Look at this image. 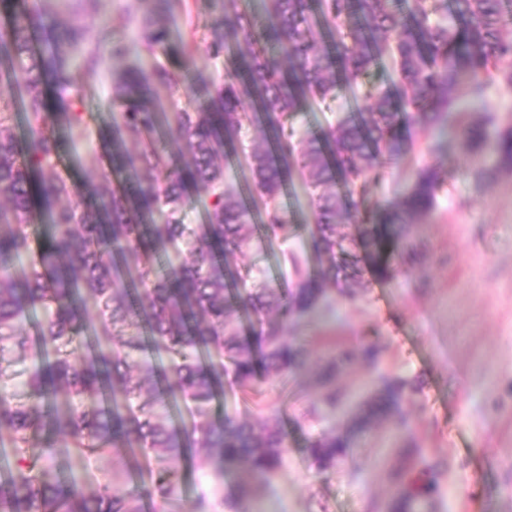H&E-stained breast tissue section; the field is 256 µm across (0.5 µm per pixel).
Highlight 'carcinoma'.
<instances>
[{
  "instance_id": "1",
  "label": "carcinoma",
  "mask_w": 512,
  "mask_h": 512,
  "mask_svg": "<svg viewBox=\"0 0 512 512\" xmlns=\"http://www.w3.org/2000/svg\"><path fill=\"white\" fill-rule=\"evenodd\" d=\"M217 2L204 43L224 68L204 103L163 114L153 82L186 92L189 80L158 62L169 32L151 12H127L120 25L91 33L86 21L100 0H0V429L10 460L0 512H143L145 493L165 506L182 465L201 452L219 476L271 480L288 454L286 435L275 416L253 424L211 415L224 371L249 387L259 364L278 378L303 367L290 329L355 249L381 279L399 272L393 261L407 252V224L437 207L439 167L424 164L397 205L371 215L360 214L356 187L414 150L409 125L428 133L436 159L453 140L468 146L479 187L512 172V126L459 117L464 99L476 107L493 85L512 91L507 0H406L404 8L398 0H263L259 14L239 0ZM318 28L331 36L327 49L316 45ZM133 45L144 60L112 75L116 113L94 129L86 89ZM385 62L399 76V101L370 88L367 106L299 135L296 113L359 89ZM19 108L26 137L14 129ZM246 116L274 140L246 147ZM93 134L109 149L88 154L81 201L65 204L72 185L62 160ZM228 156L250 172L248 200L224 182ZM296 180L311 210L316 268L292 253L287 284H254L238 258L256 230L280 237V198ZM191 186L207 194L201 229L186 223ZM351 221L364 225L357 238L338 230ZM37 314L40 359L18 391L13 366L28 344L21 323ZM347 361L334 355L315 407L336 409L333 376ZM404 399V382L382 380L345 432L309 440L313 463L336 465L378 422L405 426ZM181 402L194 406L188 424L174 415ZM145 450L156 466L144 491L114 489L109 477L90 490L76 475L79 464ZM393 481L392 512H413L439 489L428 465Z\"/></svg>"
}]
</instances>
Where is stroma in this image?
I'll use <instances>...</instances> for the list:
<instances>
[{
  "label": "stroma",
  "mask_w": 512,
  "mask_h": 512,
  "mask_svg": "<svg viewBox=\"0 0 512 512\" xmlns=\"http://www.w3.org/2000/svg\"><path fill=\"white\" fill-rule=\"evenodd\" d=\"M218 11L210 0H188L165 13L170 69L204 75L223 64L204 49L185 55L182 42ZM418 150L356 192L362 209L397 203L409 191L426 158L428 137L413 129ZM470 153L453 144L441 160L438 207L428 222L411 223L414 270L381 281L369 268L340 276L321 304L304 315L298 342L309 364L281 383L260 377L243 389L224 375L215 415L254 422L277 413L288 437V454L271 481L255 480L239 512H390L393 471H414L420 460L436 465L435 512H512V173L500 175L485 194L472 185ZM284 239L254 237L243 264L268 282L287 281L283 250L308 255L311 215L304 194L288 196ZM376 344L375 366L355 363L336 373L344 400L335 411L314 413L319 374L339 349ZM385 378L407 382L402 430L381 423L361 435L349 456L320 469L307 454L312 436L344 428L353 398H366ZM418 453H411L409 444ZM239 481H216L203 456L188 464L179 487L183 499L207 496L212 512H229L225 497Z\"/></svg>",
  "instance_id": "35a3bbf8"
}]
</instances>
